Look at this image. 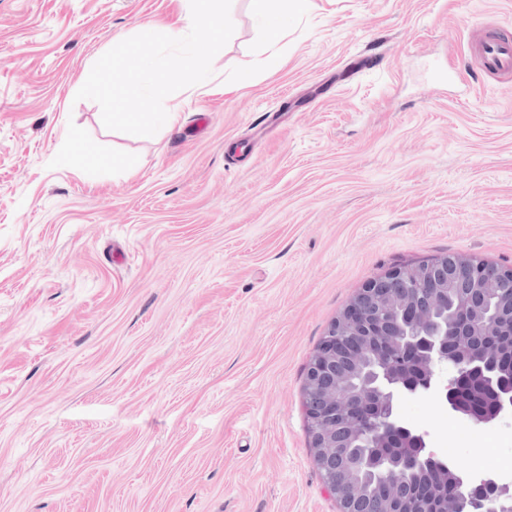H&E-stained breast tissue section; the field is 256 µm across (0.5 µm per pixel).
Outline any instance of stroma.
<instances>
[{
	"label": "stroma",
	"instance_id": "1",
	"mask_svg": "<svg viewBox=\"0 0 512 512\" xmlns=\"http://www.w3.org/2000/svg\"><path fill=\"white\" fill-rule=\"evenodd\" d=\"M190 14L0 0V512H337L303 397L328 325L397 265L512 266V88L464 51L512 33V0H309L276 70L228 91L261 39L232 0L173 129L111 131L76 100L113 44ZM85 144L119 167L78 170ZM393 412L512 486V419Z\"/></svg>",
	"mask_w": 512,
	"mask_h": 512
}]
</instances>
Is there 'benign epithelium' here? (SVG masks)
Returning a JSON list of instances; mask_svg holds the SVG:
<instances>
[{
    "label": "benign epithelium",
    "instance_id": "1",
    "mask_svg": "<svg viewBox=\"0 0 512 512\" xmlns=\"http://www.w3.org/2000/svg\"><path fill=\"white\" fill-rule=\"evenodd\" d=\"M512 334V267L456 253L390 269L360 288L329 325L310 358L304 394L312 461L337 512H361L371 489L384 491L382 512H512V490L492 478L475 479L427 446V432L393 414L400 396L434 394L448 411L477 424L512 417V363L493 353ZM451 366L444 381L438 371ZM486 392L478 406L462 388ZM404 441L415 452L395 455ZM369 448L363 467L336 465L343 448ZM422 467L431 486L414 497L389 489Z\"/></svg>",
    "mask_w": 512,
    "mask_h": 512
}]
</instances>
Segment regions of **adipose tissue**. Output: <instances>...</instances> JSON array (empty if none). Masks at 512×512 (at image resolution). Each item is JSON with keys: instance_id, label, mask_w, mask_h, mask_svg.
I'll list each match as a JSON object with an SVG mask.
<instances>
[{"instance_id": "adipose-tissue-1", "label": "adipose tissue", "mask_w": 512, "mask_h": 512, "mask_svg": "<svg viewBox=\"0 0 512 512\" xmlns=\"http://www.w3.org/2000/svg\"><path fill=\"white\" fill-rule=\"evenodd\" d=\"M262 33L260 47L252 60L244 63L235 78L238 86L252 83L259 72L276 64L286 48L288 19L300 14L302 0H250Z\"/></svg>"}]
</instances>
